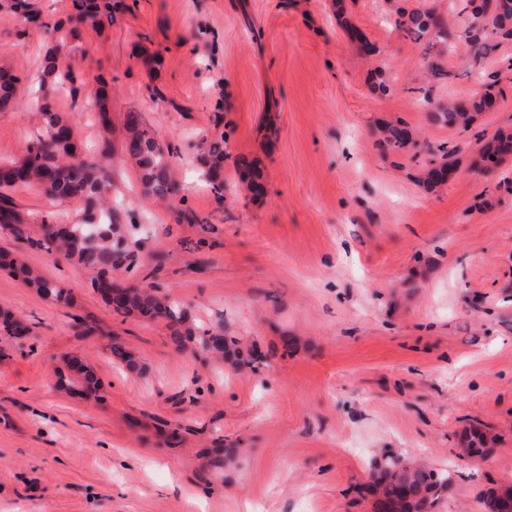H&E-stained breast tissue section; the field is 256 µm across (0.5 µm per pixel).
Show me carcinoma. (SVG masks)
<instances>
[{"label": "carcinoma", "instance_id": "1", "mask_svg": "<svg viewBox=\"0 0 512 512\" xmlns=\"http://www.w3.org/2000/svg\"><path fill=\"white\" fill-rule=\"evenodd\" d=\"M9 9L32 19L36 28H52L55 33L65 29L74 34L84 28L98 31L112 26L114 15L112 0H72L71 11L66 18L55 23L46 21L41 13L30 9L27 0H11ZM460 13L467 14L469 21L463 35L469 46L468 70L471 75L482 68L484 61L497 47L512 40V0H462ZM399 28L405 30L417 42L424 44L422 56L426 68L434 79L452 80L455 73L445 70L431 60L435 54L451 53V42L459 39L448 22L431 9H413L400 13ZM45 74L51 78L38 106L42 132L24 156L7 164H0V190L16 187H37L52 201L80 199L85 202V218L79 224H58L44 214L33 220L39 225L37 234L31 233L29 222L17 210L12 199L0 193V232H8L18 240L48 252H60L75 267L92 270L95 277L92 287L113 313L121 316L137 315L149 321H160L170 330L174 344L183 349L195 345L213 359H228L237 365L241 352L234 349L237 341L224 338L211 341L208 329H200L194 323L190 311L169 295H163L144 285H132L120 289L116 298L108 296L104 289L113 284H123V273L134 260L128 244L124 225L117 216L104 207L108 199L111 180L105 168L113 157V144L104 137L96 154L82 156L73 139V128L67 114L54 110L52 94L60 89L77 98L82 86L74 85L73 68L61 45L51 47L45 57ZM499 79L486 84L485 93L468 102H450L436 105L432 119L452 129L466 132L473 121V113L484 112L495 99L493 89ZM18 93V78L6 71L0 73V107L14 102ZM106 87H98L94 97L98 105L99 122L106 132H111V118L105 107ZM226 139L219 136L210 141L202 161V176L210 190L223 195L224 180L219 174L224 168ZM383 144L405 152L418 147L410 130L400 121L383 127ZM512 147V132L496 131L483 145L484 157L496 160L506 156ZM122 150L125 157L137 169L143 194L156 198H171L180 191V185L170 162L173 151L162 145L156 136L143 125L137 112H128L122 125ZM440 165L431 166L424 172V182L429 185L442 183L439 170L451 165L450 159L456 147H440ZM23 283L31 285L52 302L66 303L69 296L55 282L37 270L19 264L14 266ZM76 381L93 398H99V381L82 368ZM452 483L448 470H436L427 466L408 467L397 458H390L378 469L372 488L374 512H435L438 500Z\"/></svg>", "mask_w": 512, "mask_h": 512}]
</instances>
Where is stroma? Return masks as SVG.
I'll return each instance as SVG.
<instances>
[{"label":"stroma","mask_w":512,"mask_h":512,"mask_svg":"<svg viewBox=\"0 0 512 512\" xmlns=\"http://www.w3.org/2000/svg\"><path fill=\"white\" fill-rule=\"evenodd\" d=\"M420 6L464 22L460 0H117L110 29L64 41L87 87L108 91V132L92 104L54 97L81 152L107 133L121 145L128 112L174 150L181 190L167 202L142 194L133 166L116 169L112 204L139 245L129 278L254 359L177 350L164 323L114 314L92 272L0 234V253L71 294L55 304L0 267V311L24 327L0 334V512H372L365 486L388 456L451 473L436 512H483L485 493L512 483V155L476 162L478 133L512 129V42L483 66L501 77L493 106L464 133L435 124L432 102L484 87L459 78L421 100L422 48L395 25ZM57 41L0 11V66L19 78L0 111L1 164L40 129L31 100ZM397 120L456 146L445 183H419L425 153L381 145ZM221 134L219 197L200 156ZM238 155L263 196L240 191ZM10 196L60 224L86 208L35 187ZM115 344L143 373L113 359ZM71 356L92 366L101 400L71 385ZM474 428L489 441L471 458ZM222 447L223 470L206 471Z\"/></svg>","instance_id":"stroma-1"}]
</instances>
